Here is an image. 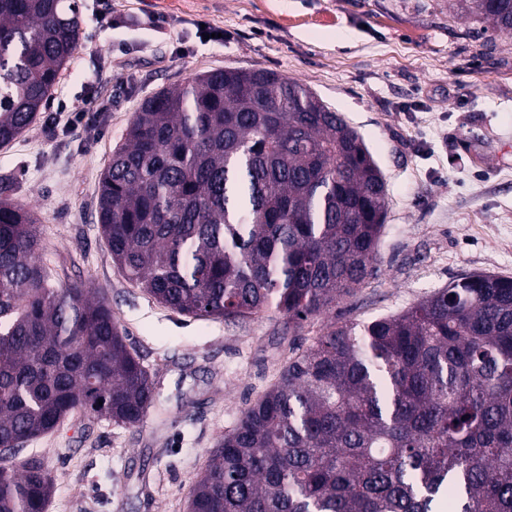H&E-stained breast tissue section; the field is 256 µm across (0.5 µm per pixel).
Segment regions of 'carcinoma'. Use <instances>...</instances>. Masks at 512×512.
<instances>
[{"label":"carcinoma","mask_w":512,"mask_h":512,"mask_svg":"<svg viewBox=\"0 0 512 512\" xmlns=\"http://www.w3.org/2000/svg\"><path fill=\"white\" fill-rule=\"evenodd\" d=\"M512 36V0H448ZM77 0H0V146L46 107ZM0 176V512H43L25 443L74 411L139 424L155 402L107 300L35 258L40 218ZM382 170L303 84L216 69L141 103L102 173L112 261L182 314L326 313L375 271ZM512 512V277L472 273L400 314L331 324L210 452L188 512Z\"/></svg>","instance_id":"1"}]
</instances>
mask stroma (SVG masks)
<instances>
[{"instance_id": "1", "label": "stroma", "mask_w": 512, "mask_h": 512, "mask_svg": "<svg viewBox=\"0 0 512 512\" xmlns=\"http://www.w3.org/2000/svg\"><path fill=\"white\" fill-rule=\"evenodd\" d=\"M112 29L82 11V39L54 92L110 112L51 136L49 112L0 148L15 202L41 218L37 259L112 306L158 400L143 422L71 413L25 444L56 479L46 512H187L209 454L278 380L293 348L331 323L395 315L463 273L512 276V37L448 0H110ZM219 29L204 39L201 25ZM110 73L89 82L98 56ZM263 68L311 88L364 139L387 183L376 271L328 314L196 319L115 266L96 220L98 183L141 102L216 68Z\"/></svg>"}]
</instances>
